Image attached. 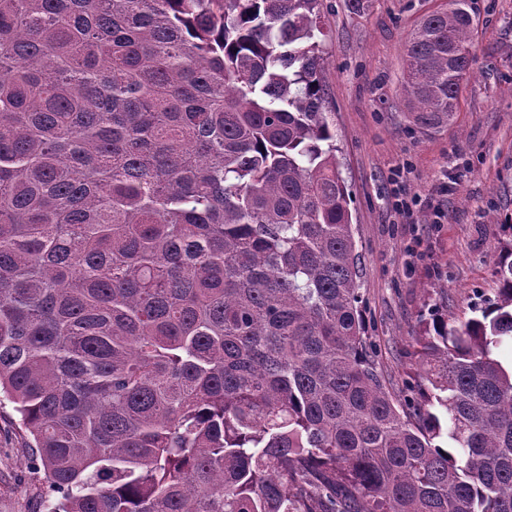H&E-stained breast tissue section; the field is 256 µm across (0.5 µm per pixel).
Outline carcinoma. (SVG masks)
Instances as JSON below:
<instances>
[{
  "label": "carcinoma",
  "instance_id": "1",
  "mask_svg": "<svg viewBox=\"0 0 512 512\" xmlns=\"http://www.w3.org/2000/svg\"><path fill=\"white\" fill-rule=\"evenodd\" d=\"M319 0H0V404L51 512H512V238L402 408L367 353ZM468 0L406 48L457 111Z\"/></svg>",
  "mask_w": 512,
  "mask_h": 512
}]
</instances>
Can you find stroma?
<instances>
[{"instance_id":"stroma-1","label":"stroma","mask_w":512,"mask_h":512,"mask_svg":"<svg viewBox=\"0 0 512 512\" xmlns=\"http://www.w3.org/2000/svg\"><path fill=\"white\" fill-rule=\"evenodd\" d=\"M449 0H321L322 79L337 161L351 191L366 341L398 400L431 314L466 316L494 295L502 226L512 220V0H468L473 73L450 120L408 112L409 33ZM416 199L412 220L396 194ZM56 495L11 407L0 408V512H48Z\"/></svg>"}]
</instances>
